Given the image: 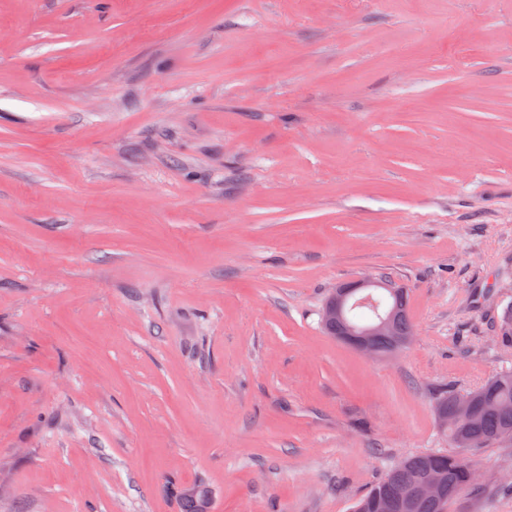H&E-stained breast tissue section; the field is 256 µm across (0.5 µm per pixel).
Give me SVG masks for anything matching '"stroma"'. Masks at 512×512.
<instances>
[{
  "mask_svg": "<svg viewBox=\"0 0 512 512\" xmlns=\"http://www.w3.org/2000/svg\"><path fill=\"white\" fill-rule=\"evenodd\" d=\"M367 278L389 358L322 328ZM510 303L512 0H0V512H352ZM393 284L375 280H362L354 284L341 285L327 299L323 311V318L326 321L342 323L344 331L341 336H336L358 352L370 355L394 354L406 348L413 335L396 336L393 334V323L398 317L395 311L388 314H378L392 309L400 313V321L396 326L397 333H404L412 329V322L409 313V295L403 288H393ZM375 288L376 294L371 297V291ZM394 289H400L394 291ZM355 298L370 299L372 303L350 307L347 312L349 325L345 320L346 309L352 304ZM376 318V319H374ZM374 319L368 326H363L365 321ZM381 337L378 348L375 340ZM391 336H395L392 341ZM392 345V346H391ZM380 350V351H379ZM198 492L186 494L182 485H175L173 491L179 500L181 512H210L209 493L207 488L198 483L193 485Z\"/></svg>",
  "mask_w": 512,
  "mask_h": 512,
  "instance_id": "stroma-1",
  "label": "stroma"
}]
</instances>
